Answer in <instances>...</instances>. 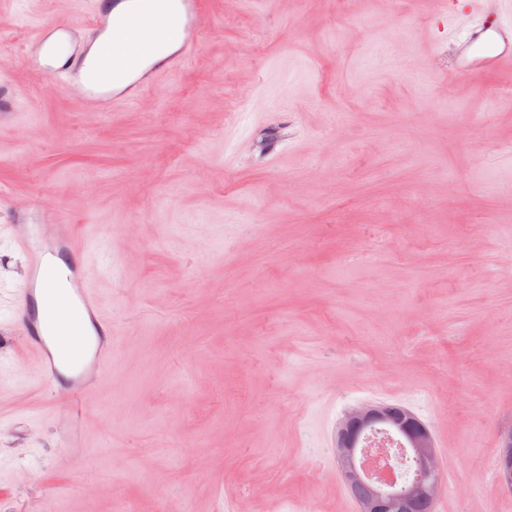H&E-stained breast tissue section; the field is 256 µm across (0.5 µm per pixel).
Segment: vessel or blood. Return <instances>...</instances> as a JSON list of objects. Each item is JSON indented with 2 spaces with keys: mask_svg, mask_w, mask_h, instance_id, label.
Segmentation results:
<instances>
[{
  "mask_svg": "<svg viewBox=\"0 0 512 512\" xmlns=\"http://www.w3.org/2000/svg\"><path fill=\"white\" fill-rule=\"evenodd\" d=\"M88 23L42 22L21 54L27 65L63 97L79 99L92 112L147 108L149 90L161 88L198 54L207 19L204 0H79ZM176 13L172 49L158 58L126 63L127 77L87 76L94 46L125 42L135 17ZM436 67L454 78H481L512 71V0H464L448 15V35ZM26 119L18 93L0 74V128H21ZM19 228L14 247L26 261L17 290L13 326L40 365L39 383L62 396L69 429L82 422L95 389L116 359L112 320L95 288L96 269L87 244L61 223L57 207L36 201L13 211Z\"/></svg>",
  "mask_w": 512,
  "mask_h": 512,
  "instance_id": "obj_1",
  "label": "vessel or blood"
}]
</instances>
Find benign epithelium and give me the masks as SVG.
<instances>
[{"mask_svg": "<svg viewBox=\"0 0 512 512\" xmlns=\"http://www.w3.org/2000/svg\"><path fill=\"white\" fill-rule=\"evenodd\" d=\"M377 424L395 429L408 442L417 465V477L399 482L378 473L369 483V496L361 503L360 512H414L419 501L432 502L442 485V474L434 450L430 429L412 411L404 408L396 415L388 413L384 404H365L346 412L336 427V458L345 482L364 481L365 469L357 466L362 435ZM501 454L498 480L512 491V431L498 436Z\"/></svg>", "mask_w": 512, "mask_h": 512, "instance_id": "benign-epithelium-1", "label": "benign epithelium"}]
</instances>
